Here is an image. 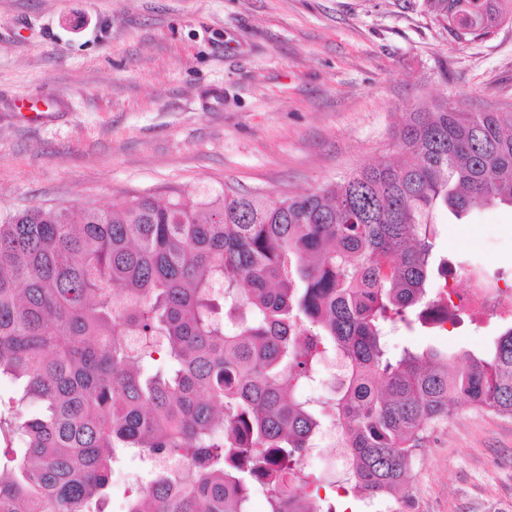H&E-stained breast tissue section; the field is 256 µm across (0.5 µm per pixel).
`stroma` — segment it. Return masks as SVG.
Instances as JSON below:
<instances>
[{"instance_id":"obj_1","label":"stroma","mask_w":512,"mask_h":512,"mask_svg":"<svg viewBox=\"0 0 512 512\" xmlns=\"http://www.w3.org/2000/svg\"><path fill=\"white\" fill-rule=\"evenodd\" d=\"M444 98L512 111L511 23L461 42L422 0H0V212L307 193L387 159L404 113ZM431 222L436 258L512 279V208ZM505 327L388 343L480 355ZM406 493L512 512V418L458 404Z\"/></svg>"}]
</instances>
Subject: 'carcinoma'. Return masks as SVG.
Returning a JSON list of instances; mask_svg holds the SVG:
<instances>
[{"label":"carcinoma","instance_id":"carcinoma-1","mask_svg":"<svg viewBox=\"0 0 512 512\" xmlns=\"http://www.w3.org/2000/svg\"><path fill=\"white\" fill-rule=\"evenodd\" d=\"M486 3L423 0L448 29ZM390 159L297 196L151 195L109 207L0 217V512H103L127 457L182 460L128 495L125 512L305 509L300 458L326 426L350 483L379 500L457 401L512 417V326L482 355L405 347L386 328L424 322L428 214L512 207V113L441 100L406 113ZM345 376L306 387L329 355ZM44 403L46 415L21 407Z\"/></svg>","mask_w":512,"mask_h":512}]
</instances>
